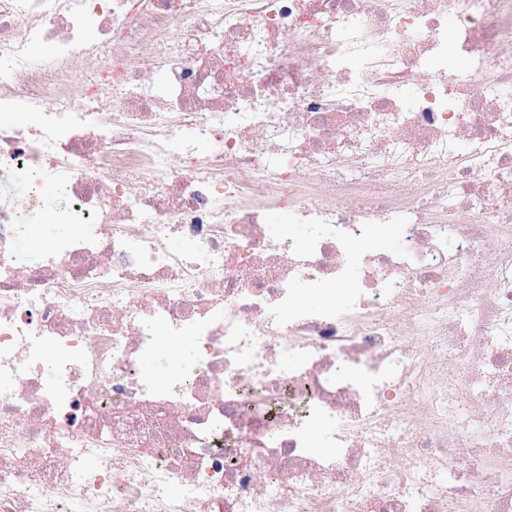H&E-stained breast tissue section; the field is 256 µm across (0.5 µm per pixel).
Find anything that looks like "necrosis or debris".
Listing matches in <instances>:
<instances>
[{
	"mask_svg": "<svg viewBox=\"0 0 512 512\" xmlns=\"http://www.w3.org/2000/svg\"><path fill=\"white\" fill-rule=\"evenodd\" d=\"M0 110V512H512V0H0Z\"/></svg>",
	"mask_w": 512,
	"mask_h": 512,
	"instance_id": "4bbe7bcc",
	"label": "necrosis or debris"
}]
</instances>
